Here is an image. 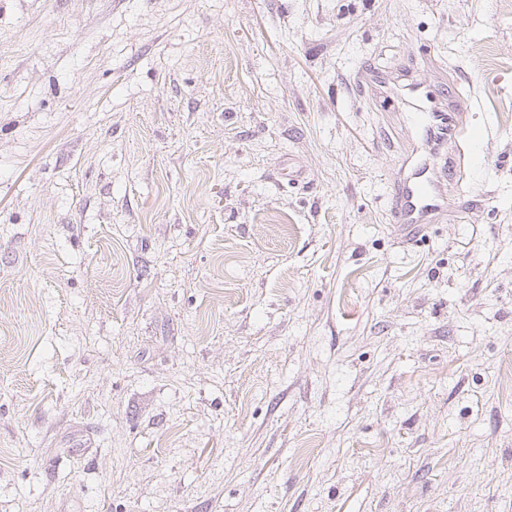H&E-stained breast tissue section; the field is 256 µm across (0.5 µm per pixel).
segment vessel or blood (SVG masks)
<instances>
[{
	"mask_svg": "<svg viewBox=\"0 0 512 512\" xmlns=\"http://www.w3.org/2000/svg\"><path fill=\"white\" fill-rule=\"evenodd\" d=\"M400 97L413 114L420 146L410 153L395 179L390 222L396 235L416 239L447 208L448 189L459 182L465 153L449 154V143L461 137L471 146L482 135L466 128L457 108L438 102L420 84H403Z\"/></svg>",
	"mask_w": 512,
	"mask_h": 512,
	"instance_id": "obj_1",
	"label": "vessel or blood"
}]
</instances>
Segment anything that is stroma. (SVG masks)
Wrapping results in <instances>:
<instances>
[{
	"mask_svg": "<svg viewBox=\"0 0 512 512\" xmlns=\"http://www.w3.org/2000/svg\"><path fill=\"white\" fill-rule=\"evenodd\" d=\"M511 371L507 0H0V512H512ZM401 85L399 95L413 112L420 147L410 153L395 179L390 223L401 238L417 239L448 207V188L457 186L460 179L465 150L457 148L455 155L448 156V143L462 135L468 148L479 143L482 134L466 128L460 108L438 102L424 86L413 82Z\"/></svg>",
	"mask_w": 512,
	"mask_h": 512,
	"instance_id": "35a3bbf8",
	"label": "stroma"
}]
</instances>
